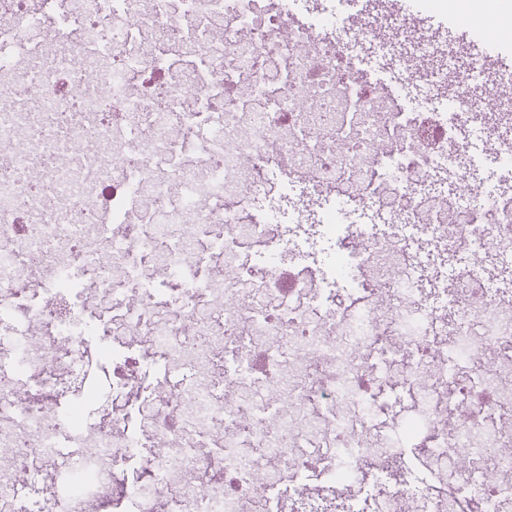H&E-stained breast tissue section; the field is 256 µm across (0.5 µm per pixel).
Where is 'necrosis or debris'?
Returning <instances> with one entry per match:
<instances>
[{
  "mask_svg": "<svg viewBox=\"0 0 512 512\" xmlns=\"http://www.w3.org/2000/svg\"><path fill=\"white\" fill-rule=\"evenodd\" d=\"M0 0V476L8 512H502L512 427L501 402L448 375L480 363L512 376V295L460 276L424 308L417 254L379 224L423 225L485 268L512 257V200L467 169L472 146L512 167V137L471 114L503 101L460 77L447 111L433 83L362 78L369 30L335 10L294 35L299 0ZM164 80L145 87V71ZM312 99L310 113L297 114ZM463 133L449 149L447 132ZM358 139L324 156L323 135ZM325 196L319 223L268 204L293 172ZM454 175L432 213L420 178ZM235 272L215 287L202 255ZM418 353L402 380L380 359ZM410 392L422 447L384 429L383 393ZM495 466L471 480L463 458ZM346 483L328 496L311 482ZM480 492H473V485Z\"/></svg>",
  "mask_w": 512,
  "mask_h": 512,
  "instance_id": "necrosis-or-debris-1",
  "label": "necrosis or debris"
}]
</instances>
